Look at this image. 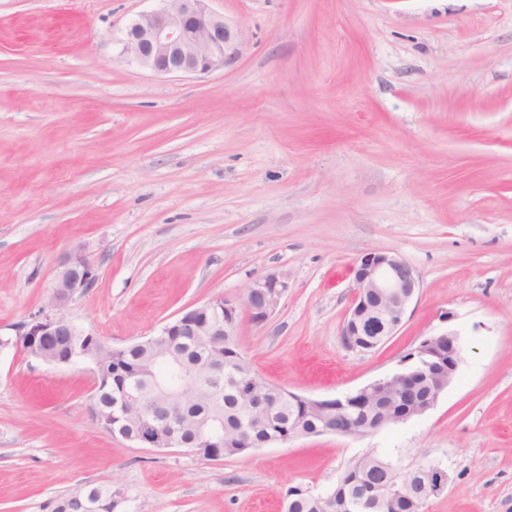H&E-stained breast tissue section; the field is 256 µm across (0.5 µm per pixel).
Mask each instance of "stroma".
I'll return each instance as SVG.
<instances>
[{
	"mask_svg": "<svg viewBox=\"0 0 512 512\" xmlns=\"http://www.w3.org/2000/svg\"><path fill=\"white\" fill-rule=\"evenodd\" d=\"M155 5L0 0V334L53 314L79 248L96 278L64 314L113 347L283 272L274 315L236 330L270 383L334 398L449 326L464 362L399 427L211 460L93 423L89 364L0 351V512L97 485L112 512H283L290 487L332 489L372 448L447 471L424 512H512V0H211L240 53L189 77L121 53ZM372 249L421 289L396 335L356 352L339 330Z\"/></svg>",
	"mask_w": 512,
	"mask_h": 512,
	"instance_id": "35a3bbf8",
	"label": "stroma"
}]
</instances>
